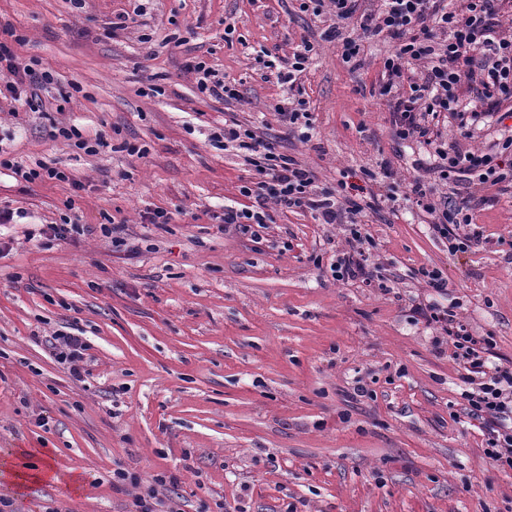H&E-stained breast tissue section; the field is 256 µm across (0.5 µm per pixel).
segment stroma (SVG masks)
Instances as JSON below:
<instances>
[{"instance_id": "1", "label": "stroma", "mask_w": 512, "mask_h": 512, "mask_svg": "<svg viewBox=\"0 0 512 512\" xmlns=\"http://www.w3.org/2000/svg\"><path fill=\"white\" fill-rule=\"evenodd\" d=\"M133 0H0V24L51 84L43 109L0 100V157L44 162L67 181L15 180L0 169V498L13 512H129L126 469L159 487L169 512H512V470L484 455L480 420L467 417L462 368L446 336L412 305L455 313L492 336L493 363L512 362V197L475 189L482 233L450 253L429 217L398 201L366 229L382 287L334 279L342 225L307 212L274 213L258 236L224 232L225 204L253 173L211 145L225 117L259 128L277 151L334 187L388 164L397 193L414 154L397 145L379 93L386 43L351 69L323 39L329 15L297 0H147L144 16L113 32ZM234 26L225 35L226 26ZM313 61L299 80L313 119L302 142L274 110L287 85L265 80L255 57ZM236 84L224 103L200 95L189 62ZM106 141L89 155L51 137L52 125ZM143 157L119 151L124 141ZM172 215L150 223L154 211ZM124 225L135 252H118L101 224ZM87 224L74 241L29 239L34 224ZM448 279L440 294L421 269ZM84 337L75 381L49 344ZM363 382L368 392L356 396ZM54 460L58 479L23 490L11 465ZM79 493L66 491L71 473Z\"/></svg>"}]
</instances>
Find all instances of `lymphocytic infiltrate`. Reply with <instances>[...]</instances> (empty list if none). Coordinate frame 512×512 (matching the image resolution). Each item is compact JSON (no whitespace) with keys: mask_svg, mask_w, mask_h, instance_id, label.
Returning <instances> with one entry per match:
<instances>
[{"mask_svg":"<svg viewBox=\"0 0 512 512\" xmlns=\"http://www.w3.org/2000/svg\"><path fill=\"white\" fill-rule=\"evenodd\" d=\"M299 2L300 11L333 16L324 37L340 44L352 68L363 64L364 41H390L380 93L388 102L395 139L418 143L424 150L414 162L417 175L405 199L430 216L432 234L447 240L451 252L468 251L479 242L480 233L471 227L475 197L466 184L479 182L512 195V28H503L499 20L502 11L512 10V0H458L454 7L448 0H379L370 10L363 8V0ZM350 20L356 23V33L345 30ZM19 40L12 27H0V98L28 105L51 76L36 64L18 63L13 45ZM312 51L305 41L291 57L263 63L288 87L287 98L275 106L277 114L289 128L300 129L306 142L312 139V114L298 80ZM450 125L459 132L452 142L443 135ZM489 127L495 128L496 139L483 150L468 148V141ZM212 139L242 156L257 174L240 188L248 205L225 206L224 231L246 233L265 227L272 220V206L310 213L321 224L346 225L347 247L331 271L339 281L375 283L377 269L367 249L371 238L362 219L394 201L392 183L371 174L362 185L342 178L336 187L319 186L312 170L234 119L225 121ZM413 312L448 336L454 360L465 369L461 396L467 411L484 422L485 455L492 465L512 469V366H489L492 337L472 335L455 314L422 303L414 305Z\"/></svg>","mask_w":512,"mask_h":512,"instance_id":"obj_1","label":"lymphocytic infiltrate"}]
</instances>
